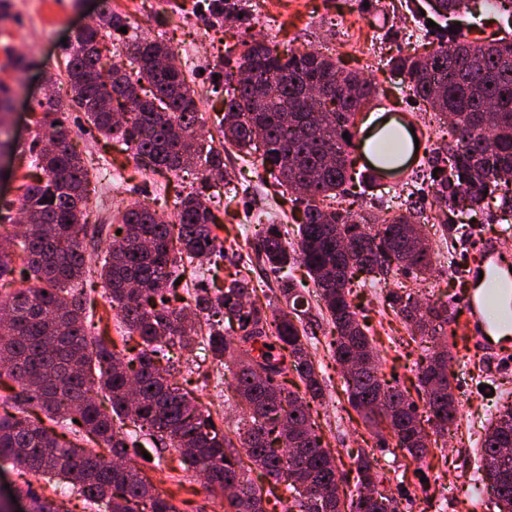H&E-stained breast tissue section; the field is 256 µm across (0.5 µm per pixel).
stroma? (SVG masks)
<instances>
[{
	"label": "stroma",
	"instance_id": "35a3bbf8",
	"mask_svg": "<svg viewBox=\"0 0 512 512\" xmlns=\"http://www.w3.org/2000/svg\"><path fill=\"white\" fill-rule=\"evenodd\" d=\"M111 6L139 35L164 40L175 48L178 63L200 101L201 140L211 144L226 95L225 90L215 87L216 64L225 47L238 45L242 39L235 23L213 21L201 0H111ZM251 6L257 18L254 37L274 36L287 46L315 48L342 58L348 68L372 75L378 97L372 107L363 108L358 115V132H367L385 115L412 122L419 140L418 151L409 159L413 167L441 145L432 110L409 96L403 76L388 65L389 58L398 52L430 49L433 37L423 15L425 0H251ZM0 9L8 13L7 19H0V81L9 83L14 78L9 55L25 56L33 64L9 116L18 141L25 144L35 133L33 110L49 84L60 89L67 85L63 39L98 22L100 0H0ZM403 26L417 29V41L388 38L389 29ZM460 29L469 39L482 41L512 33V25L486 9L482 0H475L461 18ZM65 127L69 144L92 176L86 238L89 262H96L106 251L112 237L111 217L117 210L136 203L173 214L177 190L195 180L191 172L173 177L138 170L120 145L103 139L77 108H68ZM257 165V157L245 158L228 149L223 175L211 179L209 205L225 225L221 236L232 259L247 264L253 280L264 286L273 284L274 276L256 262L252 227L261 215L288 227L293 220L289 194L261 184L255 173ZM230 185L235 186L236 196H226ZM375 193L388 206L413 200L420 207L424 235L435 252L433 271L426 282L414 288L413 296L420 305L458 301L469 286L460 269L468 262L474 239L512 254V223L502 220L497 205H490L476 223L464 224L463 235L449 239L431 223L435 214L432 202L419 197L407 173L379 178ZM386 293L381 286L360 289L358 313L373 331V344L381 355V378L412 392L425 361V345L412 341L401 317L386 307ZM311 351L318 372L333 386L331 398L312 404L311 418L333 449L339 469H353L358 454H367L375 470L385 474L386 492L397 501L401 512H497L490 498L474 501L469 492L482 474L479 448L488 422L497 410L512 402V353L478 347L469 335L456 332L449 369L462 420L457 430L437 437L427 455L417 462L404 450L384 446L365 427L347 402L342 372L326 344H314ZM173 362V382L209 407L217 428L223 431L235 425L237 409L225 405L223 392L202 379L203 374L215 371L210 357L198 349L178 350ZM146 451V457L135 458V465L179 512H224L222 493L205 489L199 468L184 462L171 448L150 445ZM426 485L435 491L432 498L422 493ZM31 490L47 496L52 493L46 481L34 478L26 483L13 466H0V497L15 496L17 512H29L27 493Z\"/></svg>",
	"mask_w": 512,
	"mask_h": 512
}]
</instances>
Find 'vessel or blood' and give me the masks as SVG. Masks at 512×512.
I'll list each match as a JSON object with an SVG mask.
<instances>
[{
  "label": "vessel or blood",
  "instance_id": "b4317fda",
  "mask_svg": "<svg viewBox=\"0 0 512 512\" xmlns=\"http://www.w3.org/2000/svg\"><path fill=\"white\" fill-rule=\"evenodd\" d=\"M479 256L487 262L485 277L481 287L465 289L459 299V306L465 315L468 331L477 342L487 343L493 329L492 324L485 322L482 313L489 299H496L498 305L512 313V282L504 283L502 272L512 267V261L505 259L503 253L495 250L489 243L475 246Z\"/></svg>",
  "mask_w": 512,
  "mask_h": 512
}]
</instances>
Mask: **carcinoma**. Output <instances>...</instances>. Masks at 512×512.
Segmentation results:
<instances>
[{
    "mask_svg": "<svg viewBox=\"0 0 512 512\" xmlns=\"http://www.w3.org/2000/svg\"><path fill=\"white\" fill-rule=\"evenodd\" d=\"M472 0H434L433 12L455 16ZM216 21L233 20L246 33L254 17L246 0H204ZM127 19L107 8L99 23L78 30L68 46L66 73L72 103L99 134L122 142L135 164L151 171H177L198 156L199 104L177 63L175 50L152 38L127 42L133 68L115 62L102 76L101 46ZM407 79L409 94L435 112L447 145L413 170L412 182L431 198L445 229L457 232L456 216L484 211L496 193L512 186V38L478 43L461 34L441 36L425 55L390 59ZM232 94L219 121L222 144L249 154L261 148L262 174L300 192L298 240L288 246L281 224H259L258 260L277 275L274 297L288 313L268 314L271 304L256 299L246 269L235 268L224 287L202 285L187 293L180 308L170 305L179 271L218 255L223 225L206 205L213 174L224 172V150L208 152L197 186L179 198L174 220L142 206L118 213L112 243L102 258L100 278L118 315L121 342L140 339L135 357L124 360L113 340L93 336L87 302L78 285L86 264L85 210L90 173L66 142L63 105L50 89L38 101L43 117L28 145L13 147L26 168L19 207L0 202V224L26 216L24 234L0 238V286L25 284L0 306V461L24 474L61 479L86 502L108 499L109 512H178L139 469L109 464L94 450L62 445L56 428L74 426L88 443L126 458L148 437L156 447L173 448L203 468L207 487L233 492L224 512H399L383 493L379 472L365 457L356 475L338 470L335 457L315 430L309 403L326 400L327 385L308 351L317 339L305 297L287 270L296 262L311 277L322 309L330 317L328 342L339 367L365 353L373 364L342 373L348 403L364 422L385 432L394 447L418 461L429 451V430L446 432L460 419L458 401L448 399V344L434 343L419 369L425 414L401 389L379 377L372 335L353 303L366 283L386 284L403 273L425 275L434 251L425 243L420 210L410 203L389 216L370 203L355 211L344 206L357 172L349 149L355 116L376 94V85L327 54L309 49L279 52L269 40L243 42L219 61ZM348 138H343V133ZM376 161L399 164L409 150L403 132L386 128L376 140ZM333 198L336 205L325 200ZM388 305L411 333L436 336L454 321L447 306H422L398 291ZM205 318L207 335L198 332ZM201 346L216 365L230 361L233 393L244 432L238 440L219 435L210 415L165 376L161 363L175 347ZM304 386L287 387L288 370ZM105 391L111 411L96 400ZM50 425H45V422ZM244 452H239L236 445ZM512 405L498 410L486 429L483 474L472 488L480 498L493 493L499 512H512ZM274 480L268 491L249 472ZM354 480L349 500L341 486ZM33 512H70L65 500L34 497Z\"/></svg>",
    "mask_w": 512,
    "mask_h": 512,
    "instance_id": "cac0c4a2",
    "label": "carcinoma"
}]
</instances>
